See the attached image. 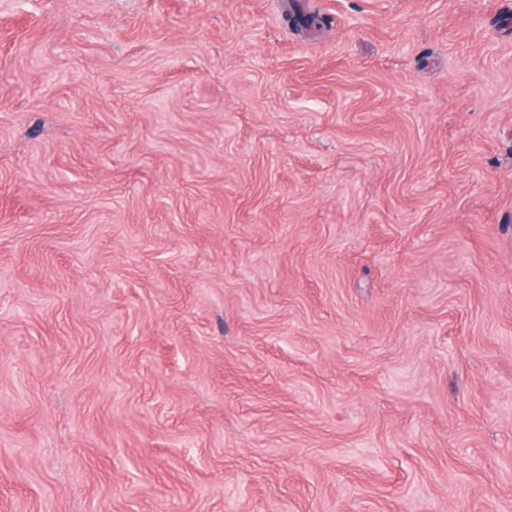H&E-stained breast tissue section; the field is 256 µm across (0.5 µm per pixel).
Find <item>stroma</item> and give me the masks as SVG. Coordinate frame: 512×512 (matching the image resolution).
I'll return each mask as SVG.
<instances>
[{
  "instance_id": "1",
  "label": "stroma",
  "mask_w": 512,
  "mask_h": 512,
  "mask_svg": "<svg viewBox=\"0 0 512 512\" xmlns=\"http://www.w3.org/2000/svg\"><path fill=\"white\" fill-rule=\"evenodd\" d=\"M0 0V512H512V0Z\"/></svg>"
}]
</instances>
